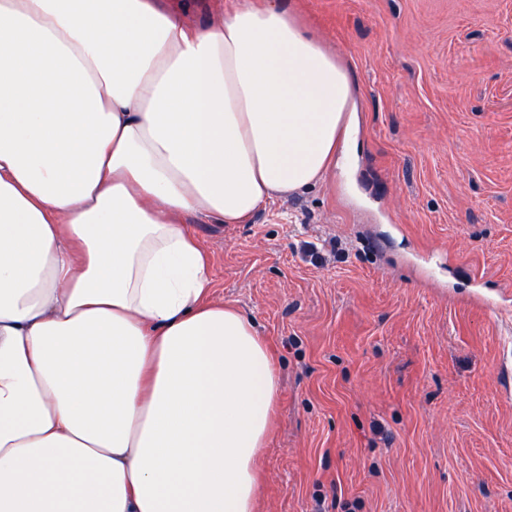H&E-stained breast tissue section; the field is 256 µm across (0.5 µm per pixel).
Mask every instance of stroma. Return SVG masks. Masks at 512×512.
Masks as SVG:
<instances>
[{"label": "stroma", "instance_id": "1", "mask_svg": "<svg viewBox=\"0 0 512 512\" xmlns=\"http://www.w3.org/2000/svg\"><path fill=\"white\" fill-rule=\"evenodd\" d=\"M293 2L356 77L355 161L187 224L280 375L258 512H512V0Z\"/></svg>", "mask_w": 512, "mask_h": 512}]
</instances>
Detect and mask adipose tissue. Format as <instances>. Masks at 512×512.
Segmentation results:
<instances>
[{
    "label": "adipose tissue",
    "mask_w": 512,
    "mask_h": 512,
    "mask_svg": "<svg viewBox=\"0 0 512 512\" xmlns=\"http://www.w3.org/2000/svg\"><path fill=\"white\" fill-rule=\"evenodd\" d=\"M354 95L290 0H0V512H256L278 369L184 219L322 182Z\"/></svg>",
    "instance_id": "adipose-tissue-1"
}]
</instances>
